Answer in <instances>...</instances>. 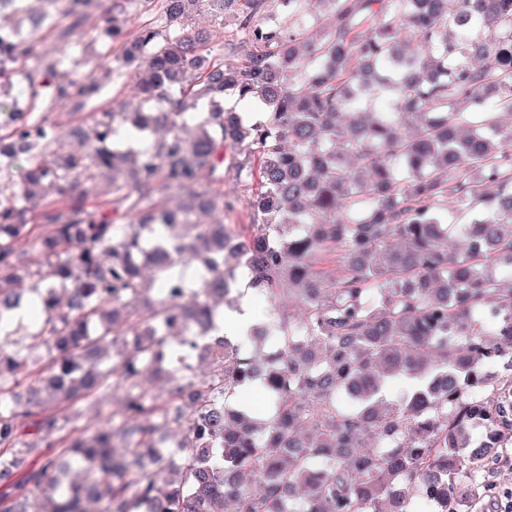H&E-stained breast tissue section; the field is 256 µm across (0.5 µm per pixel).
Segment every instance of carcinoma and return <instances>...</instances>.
Wrapping results in <instances>:
<instances>
[{"mask_svg":"<svg viewBox=\"0 0 512 512\" xmlns=\"http://www.w3.org/2000/svg\"><path fill=\"white\" fill-rule=\"evenodd\" d=\"M67 2L78 20L105 0ZM110 2L116 40L127 7L154 0ZM233 2L161 0L118 57L138 107L71 131L32 115L39 42L0 25V174L21 171L0 189V512H410L420 491L463 512L512 432V377L467 396L512 351V277L496 273L512 267V0H281L303 24L267 28L252 26L265 0H243L253 50L236 67L192 26ZM5 7L45 23L30 0ZM228 92L264 120L224 109ZM101 93L94 74L55 86L76 110ZM242 144L257 161L226 156ZM226 160L257 182L240 231ZM242 287L298 311L249 329V347L222 332ZM180 345L208 372L175 362ZM147 363L194 404L143 388ZM398 379L411 392L383 402ZM253 387L267 408L232 403ZM116 390L118 421L65 414ZM477 420L493 428L474 442Z\"/></svg>","mask_w":512,"mask_h":512,"instance_id":"1","label":"carcinoma"}]
</instances>
